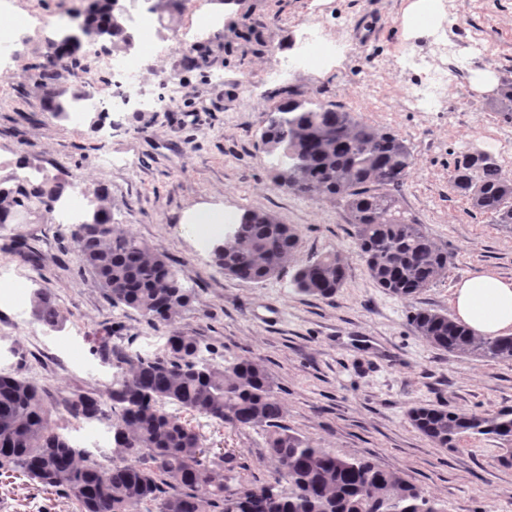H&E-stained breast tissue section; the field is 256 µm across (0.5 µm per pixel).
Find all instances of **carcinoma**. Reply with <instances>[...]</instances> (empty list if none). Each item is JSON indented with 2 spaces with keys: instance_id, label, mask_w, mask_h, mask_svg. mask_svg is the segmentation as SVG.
I'll return each mask as SVG.
<instances>
[{
  "instance_id": "1",
  "label": "carcinoma",
  "mask_w": 512,
  "mask_h": 512,
  "mask_svg": "<svg viewBox=\"0 0 512 512\" xmlns=\"http://www.w3.org/2000/svg\"><path fill=\"white\" fill-rule=\"evenodd\" d=\"M83 23L107 31L128 47V17L109 0H91ZM81 40L61 41L59 67L77 65ZM496 111L512 121V78L501 82ZM260 141L279 152L275 181L294 195L340 201L353 224L356 247L378 287L401 298L421 293L454 265L424 226L406 217L391 190L404 184L413 156L394 132L380 130L349 112L294 98L266 118ZM454 189L497 224H512V182L486 152L465 153L454 162ZM62 183L27 176L0 191V224L32 203L61 199ZM97 223L73 233L80 264L114 305L134 308L150 321L170 323L197 314L194 290L185 287L169 259L112 224L111 212L96 208ZM233 246L215 265L241 281H265L296 262L294 283L309 296L329 299L347 280L342 254L331 251L296 261V230L270 214L247 210L235 225ZM34 314L49 327L61 322L50 297H36ZM410 325L435 348L488 361L512 362V335L475 338L444 312L416 309ZM104 394L83 393L68 401L75 418L99 420L112 402V464L97 465L70 445L51 424L45 388L26 378L0 375V469L21 471L30 480L74 498L78 512H445L414 484L378 464L321 448L284 424L286 412L268 372L258 363L204 364L198 342L179 331L165 353L122 359ZM171 402L193 413L265 434L269 480L230 487L235 476L224 458L211 459L202 435L165 412ZM411 425L442 448H455L465 435L493 438L506 446L501 461L512 462V407L494 413L414 406Z\"/></svg>"
}]
</instances>
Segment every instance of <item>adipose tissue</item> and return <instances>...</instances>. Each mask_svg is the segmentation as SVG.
Listing matches in <instances>:
<instances>
[{"mask_svg": "<svg viewBox=\"0 0 512 512\" xmlns=\"http://www.w3.org/2000/svg\"><path fill=\"white\" fill-rule=\"evenodd\" d=\"M454 319L477 338L512 335V281L476 272L459 282Z\"/></svg>", "mask_w": 512, "mask_h": 512, "instance_id": "ef3b65f1", "label": "adipose tissue"}]
</instances>
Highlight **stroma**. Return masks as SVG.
<instances>
[{
	"label": "stroma",
	"mask_w": 512,
	"mask_h": 512,
	"mask_svg": "<svg viewBox=\"0 0 512 512\" xmlns=\"http://www.w3.org/2000/svg\"><path fill=\"white\" fill-rule=\"evenodd\" d=\"M89 2L15 0L11 17L20 37L15 61L0 72V183H14L20 159L26 172L64 180L65 191L55 207H32L0 230V268L28 274L29 295L48 294L63 317L54 328L30 310L0 317V336L13 345L9 375L28 377L36 337L61 348L66 362L46 377L44 402L53 426L80 448L67 402L101 384L71 363L112 366L120 355L152 357L180 331L197 339L205 363H260L286 424L320 447L400 473L447 512H503L512 500V466L499 464L498 441L465 436L456 448H442L407 414L419 404L469 412L512 406V362L448 354L409 323L420 307L451 312L452 289L470 273L512 278V226L473 209L451 184L460 153L493 152L498 136L512 134V122L492 108L494 94L472 82L480 70L498 78L512 71V0H452L443 32L412 39L403 36V0H234L229 12L220 0H182L149 42L134 47L151 107L129 105L106 118L72 96L111 98L109 63L119 48L86 43L80 68L39 69L48 39L74 28ZM311 31L327 56L284 72V59ZM476 39L485 54L473 53ZM437 43L453 46V54L433 57ZM433 67L445 71L448 87L427 111L411 93ZM47 86L81 113V124L45 109ZM290 97L336 105L405 139L413 168L395 196L438 246L455 253L447 275L410 299L379 288L339 204L277 187L279 155L266 152L260 132L267 113ZM101 203L118 230L173 262L204 315L153 323L111 305L81 268L72 239L76 224ZM203 206L233 222L251 209L293 226L300 260L341 252L346 285L329 299L304 295L290 264L259 283L224 276L213 262L212 240L184 231L183 215ZM165 409L200 432L211 456L233 466L237 483L267 479L261 431L171 403ZM72 509L71 499L21 472L0 475V512Z\"/></svg>",
	"instance_id": "obj_1"
}]
</instances>
